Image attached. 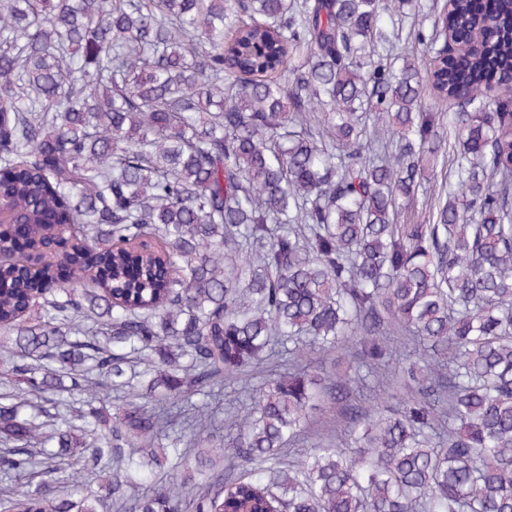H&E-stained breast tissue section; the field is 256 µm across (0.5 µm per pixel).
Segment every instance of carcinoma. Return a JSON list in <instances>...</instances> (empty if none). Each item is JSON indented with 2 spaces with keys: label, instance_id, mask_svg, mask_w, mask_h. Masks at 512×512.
Wrapping results in <instances>:
<instances>
[{
  "label": "carcinoma",
  "instance_id": "carcinoma-1",
  "mask_svg": "<svg viewBox=\"0 0 512 512\" xmlns=\"http://www.w3.org/2000/svg\"><path fill=\"white\" fill-rule=\"evenodd\" d=\"M406 2L0 0V512H512V0Z\"/></svg>",
  "mask_w": 512,
  "mask_h": 512
}]
</instances>
